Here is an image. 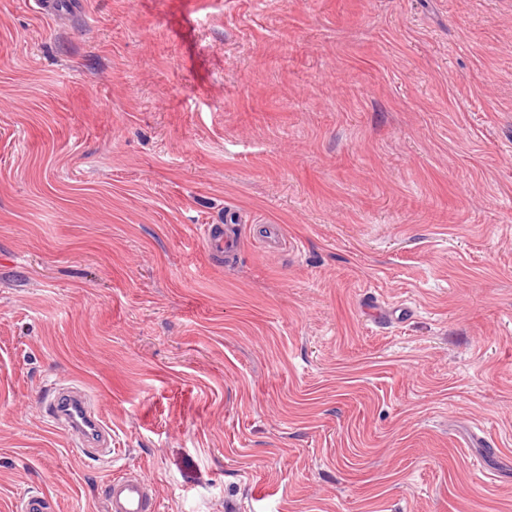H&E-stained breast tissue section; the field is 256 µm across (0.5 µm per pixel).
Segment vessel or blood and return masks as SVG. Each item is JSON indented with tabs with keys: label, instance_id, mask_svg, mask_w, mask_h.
<instances>
[{
	"label": "vessel or blood",
	"instance_id": "obj_1",
	"mask_svg": "<svg viewBox=\"0 0 512 512\" xmlns=\"http://www.w3.org/2000/svg\"><path fill=\"white\" fill-rule=\"evenodd\" d=\"M203 240L213 260L237 251L239 234L225 231L223 225L203 227ZM42 413L54 426L68 436L74 450H86L109 435L110 430L101 417L100 407L92 402L82 388H62L52 392L41 403ZM107 512H158L157 494L150 482L136 473L113 478L104 491Z\"/></svg>",
	"mask_w": 512,
	"mask_h": 512
}]
</instances>
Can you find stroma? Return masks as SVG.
Masks as SVG:
<instances>
[{
	"label": "stroma",
	"mask_w": 512,
	"mask_h": 512,
	"mask_svg": "<svg viewBox=\"0 0 512 512\" xmlns=\"http://www.w3.org/2000/svg\"><path fill=\"white\" fill-rule=\"evenodd\" d=\"M61 2L0 0V512H512V0ZM233 227H238V234L233 233L232 229L230 232H224V224L204 225L203 240L213 260H222L225 253L230 255L237 251L241 236V226ZM41 411L54 426L68 436L74 451H87L95 442L110 435L100 407L84 388H62L41 402ZM108 512H158L154 487L137 473H125L108 482L104 491Z\"/></svg>",
	"instance_id": "obj_1"
}]
</instances>
